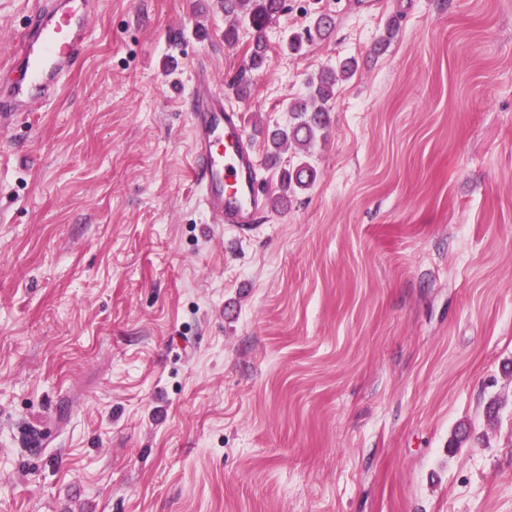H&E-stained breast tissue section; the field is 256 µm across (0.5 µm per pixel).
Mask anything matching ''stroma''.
<instances>
[{
    "instance_id": "stroma-1",
    "label": "stroma",
    "mask_w": 512,
    "mask_h": 512,
    "mask_svg": "<svg viewBox=\"0 0 512 512\" xmlns=\"http://www.w3.org/2000/svg\"><path fill=\"white\" fill-rule=\"evenodd\" d=\"M35 5L0 0V65ZM254 36L224 0H100L0 128V512H512V0H284L251 72ZM347 58L281 152L313 186L211 223L196 69L273 127ZM339 80L336 71H321L310 82V100L313 107L307 106V99L298 100L291 106L292 116L285 128H265V140L271 156L277 155L280 148L292 140L302 144H311L317 135L325 130L331 121V110L328 102L335 95V87Z\"/></svg>"
}]
</instances>
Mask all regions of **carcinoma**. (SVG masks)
Masks as SVG:
<instances>
[{
  "label": "carcinoma",
  "mask_w": 512,
  "mask_h": 512,
  "mask_svg": "<svg viewBox=\"0 0 512 512\" xmlns=\"http://www.w3.org/2000/svg\"><path fill=\"white\" fill-rule=\"evenodd\" d=\"M284 0H224V12L242 16L256 32L251 50L248 69L260 68L267 54V46L262 39V31L268 22L283 10ZM357 61L353 58L344 60L339 71L326 69L321 71L310 82V101L313 107L307 106V100H298L291 106L292 116L285 128H265V140L270 155L280 152V148L292 140L302 144H310L317 135L325 130L331 121L328 102L335 95V87L339 77L347 78L355 70ZM316 169L308 161H302L278 174V195L274 199V208L286 209L291 197L304 191L315 181Z\"/></svg>",
  "instance_id": "cac0c4a2"
}]
</instances>
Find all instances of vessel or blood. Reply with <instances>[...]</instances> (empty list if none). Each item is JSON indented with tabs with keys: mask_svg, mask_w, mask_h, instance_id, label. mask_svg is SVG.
Listing matches in <instances>:
<instances>
[{
	"mask_svg": "<svg viewBox=\"0 0 512 512\" xmlns=\"http://www.w3.org/2000/svg\"><path fill=\"white\" fill-rule=\"evenodd\" d=\"M98 0H39L0 69V125L53 101L81 63ZM192 170L212 223L253 230L268 208L253 138L240 111L224 102L210 72L198 68L189 101Z\"/></svg>",
	"mask_w": 512,
	"mask_h": 512,
	"instance_id": "1",
	"label": "vessel or blood"
}]
</instances>
